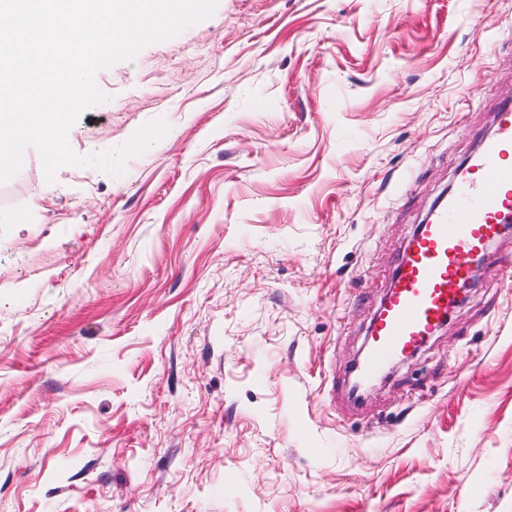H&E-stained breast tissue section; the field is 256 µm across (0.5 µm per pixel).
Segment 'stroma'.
I'll return each instance as SVG.
<instances>
[{"label": "stroma", "instance_id": "35a3bbf8", "mask_svg": "<svg viewBox=\"0 0 512 512\" xmlns=\"http://www.w3.org/2000/svg\"><path fill=\"white\" fill-rule=\"evenodd\" d=\"M512 0H220L0 182V512H512V233L360 401L399 254L512 98Z\"/></svg>", "mask_w": 512, "mask_h": 512}]
</instances>
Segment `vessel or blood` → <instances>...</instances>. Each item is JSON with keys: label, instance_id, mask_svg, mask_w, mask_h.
Here are the masks:
<instances>
[{"label": "vessel or blood", "instance_id": "1", "mask_svg": "<svg viewBox=\"0 0 512 512\" xmlns=\"http://www.w3.org/2000/svg\"><path fill=\"white\" fill-rule=\"evenodd\" d=\"M512 215V102L499 105L455 186L414 232L368 332L365 354L351 366L352 390L378 379L440 330L470 288L476 262L504 234Z\"/></svg>", "mask_w": 512, "mask_h": 512}]
</instances>
